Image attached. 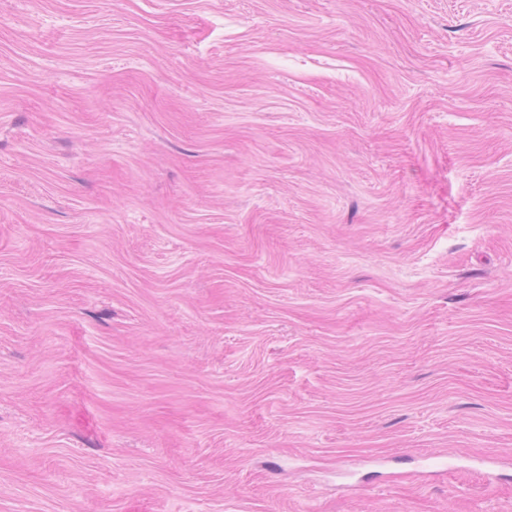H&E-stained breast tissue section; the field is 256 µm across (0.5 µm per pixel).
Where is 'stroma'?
<instances>
[{
	"instance_id": "obj_1",
	"label": "stroma",
	"mask_w": 512,
	"mask_h": 512,
	"mask_svg": "<svg viewBox=\"0 0 512 512\" xmlns=\"http://www.w3.org/2000/svg\"><path fill=\"white\" fill-rule=\"evenodd\" d=\"M0 512H512V0H0Z\"/></svg>"
}]
</instances>
